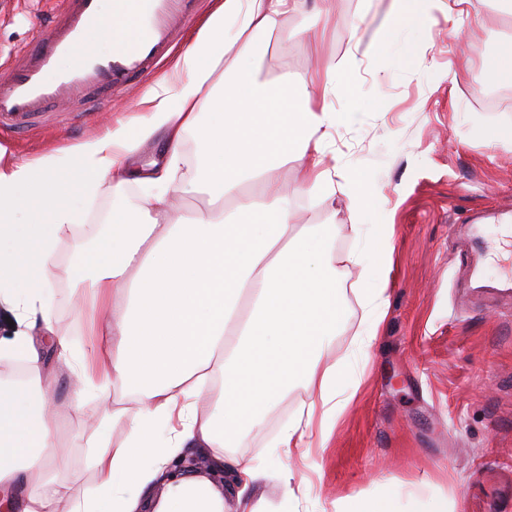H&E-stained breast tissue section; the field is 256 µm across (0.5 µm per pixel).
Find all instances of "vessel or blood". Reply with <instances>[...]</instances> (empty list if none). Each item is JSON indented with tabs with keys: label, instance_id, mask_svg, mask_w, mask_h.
Masks as SVG:
<instances>
[{
	"label": "vessel or blood",
	"instance_id": "1",
	"mask_svg": "<svg viewBox=\"0 0 512 512\" xmlns=\"http://www.w3.org/2000/svg\"><path fill=\"white\" fill-rule=\"evenodd\" d=\"M203 0H112L125 25L112 34V51L88 45L89 32L105 19L101 0H61L45 34L16 52L0 72V133L31 129L55 101H72L74 111L109 101L133 82L150 76L177 45Z\"/></svg>",
	"mask_w": 512,
	"mask_h": 512
}]
</instances>
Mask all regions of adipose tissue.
Returning a JSON list of instances; mask_svg holds the SVG:
<instances>
[{"instance_id":"obj_1","label":"adipose tissue","mask_w":512,"mask_h":512,"mask_svg":"<svg viewBox=\"0 0 512 512\" xmlns=\"http://www.w3.org/2000/svg\"><path fill=\"white\" fill-rule=\"evenodd\" d=\"M487 0H391L390 11L422 22L443 6L450 32L467 38L461 15ZM293 0H220L176 67L178 90L145 94L141 111L116 120L76 145L69 163L0 165V304L26 320L27 333L1 350L24 357L28 383L0 384V490L10 512H224V493L244 494L266 471L231 453L248 431L296 382L316 389L306 410L285 425L277 457L303 443L316 413L341 417L362 379L364 363L387 314L382 287L361 296L370 325L357 337L345 368L321 366L327 342L345 310L336 291L337 256L331 224H294L274 171L298 161L300 191L350 198L358 215L366 192H352L351 177L326 148L339 117L332 107L350 92L335 68L309 78L293 93L287 84L258 88L252 59L257 33L276 28ZM234 36H227L226 23ZM234 77L222 94L204 89L224 56ZM194 135L196 162L181 173V146ZM161 138L167 149L146 166L135 158ZM114 189L136 184L140 203L113 211L103 234L66 266L56 261L60 241L78 221L77 200H93L104 182ZM260 190L243 195L245 184ZM234 199L231 214L195 210L178 214L168 192ZM87 283L98 316L91 351L68 370L79 409L87 388H120L135 411L104 405L94 416L95 484L86 492L63 490L65 462L59 443L65 410L43 383L41 346L32 330L58 337L42 315L52 278ZM124 426L121 447L111 432ZM191 448L215 449L223 483L180 475L170 463Z\"/></svg>"}]
</instances>
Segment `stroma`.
Masks as SVG:
<instances>
[{
    "label": "stroma",
    "mask_w": 512,
    "mask_h": 512,
    "mask_svg": "<svg viewBox=\"0 0 512 512\" xmlns=\"http://www.w3.org/2000/svg\"><path fill=\"white\" fill-rule=\"evenodd\" d=\"M388 0H333L336 22L323 26L317 0H298L287 23L258 33L255 63L260 81L301 87L314 66L353 75V95L333 98L346 119L330 144L347 172L370 193L358 220L390 224L393 265L386 279L389 308L370 350L364 381L329 440L312 435L288 459L273 456L271 442L311 393L288 389L249 432L238 456L266 468L251 491L264 512H333L341 496L364 493L405 512L414 494L422 512L447 496L458 512H512V288L501 267L482 259L491 224L512 215V142L489 141L491 128H512V80L483 67L501 42L512 39V15L489 0L464 19L466 39H455L446 10H432L419 25L387 13ZM57 0H0V53L25 46L41 30ZM365 26L359 46L347 41L357 17ZM324 27L319 48L305 28ZM197 27L182 34L172 58L93 111L44 117L41 127L0 142V162L62 165L66 148L102 133L115 117L136 111L159 83L174 85L175 58L183 56ZM298 224H335L332 245L344 256L362 245L351 228L349 199L306 195L295 188L296 165L277 171ZM135 195H117L104 183L81 205L79 230L62 239L59 264L97 230L105 206L129 208ZM360 268L336 265L346 316L327 343L323 364L343 363L362 327ZM73 282L56 278L45 305L55 329L74 353L89 349L90 316L70 307ZM128 405L121 391H88L61 426L67 465L60 474L77 491L93 480L90 418L104 400ZM292 475L304 495L289 500L283 478Z\"/></svg>",
    "instance_id": "stroma-1"
}]
</instances>
